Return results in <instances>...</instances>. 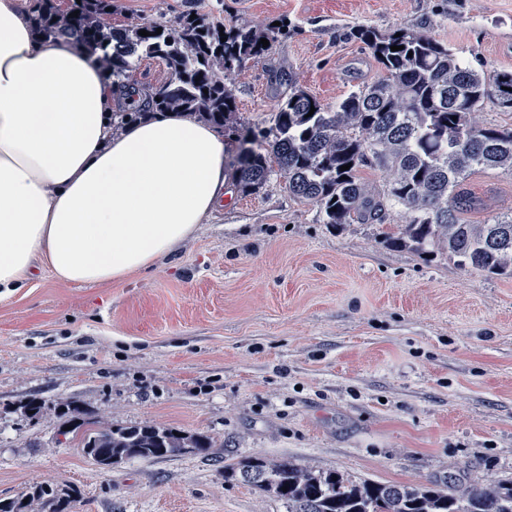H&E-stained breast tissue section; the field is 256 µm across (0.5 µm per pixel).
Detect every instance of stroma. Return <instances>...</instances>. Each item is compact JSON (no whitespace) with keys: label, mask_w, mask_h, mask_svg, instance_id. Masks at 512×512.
<instances>
[{"label":"stroma","mask_w":512,"mask_h":512,"mask_svg":"<svg viewBox=\"0 0 512 512\" xmlns=\"http://www.w3.org/2000/svg\"><path fill=\"white\" fill-rule=\"evenodd\" d=\"M186 14L288 26L224 78L242 134L272 127L292 90L332 108L375 80L358 24L423 30L473 67L512 71V0H112L108 19ZM461 188L463 222L512 214V173L477 170ZM229 195L148 270L81 286L40 266L0 299V500L49 483L75 490L71 512H286L225 479L253 456L413 486L512 478V279L386 246L399 207L385 225L336 228L277 174ZM61 400L115 426L207 434L213 453L101 468L61 434Z\"/></svg>","instance_id":"stroma-1"}]
</instances>
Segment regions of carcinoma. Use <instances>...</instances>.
Instances as JSON below:
<instances>
[{"instance_id":"carcinoma-1","label":"carcinoma","mask_w":512,"mask_h":512,"mask_svg":"<svg viewBox=\"0 0 512 512\" xmlns=\"http://www.w3.org/2000/svg\"><path fill=\"white\" fill-rule=\"evenodd\" d=\"M108 7L110 0H80L73 17L54 0H42L36 31L88 50L118 79L144 59L162 60L169 78L152 96L154 108L181 109L230 132L235 101L224 74L262 53L261 38L284 31L278 27L263 36L238 24L222 32L202 17L188 16L175 27H114L107 22ZM141 30L149 35H139ZM352 36L372 51L380 76L334 109L294 90L280 103L265 140L257 144L247 134L237 135L233 167L241 191L259 189L277 171L290 194L316 204L323 223L337 227L382 224L390 208L400 206L406 224L385 236L388 246L421 255L443 251L462 267L512 279V216L489 224L460 218L473 205L460 190L470 171L512 172V125L481 124L475 117L487 102L512 109V72L467 66L423 31L383 34L358 27ZM348 163L349 169L340 170ZM364 167L389 170L392 180L381 191L371 190L359 177ZM55 410L61 433L78 439L83 453L106 468L135 458L209 455L213 448L202 433L101 423L71 401L59 402ZM224 477L274 494L287 512H512V478L418 487L355 481L290 459L271 463L261 457L225 465ZM72 502L69 488L35 484L19 500L0 501V512H69Z\"/></svg>"}]
</instances>
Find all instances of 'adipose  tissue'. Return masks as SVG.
Segmentation results:
<instances>
[{
    "mask_svg": "<svg viewBox=\"0 0 512 512\" xmlns=\"http://www.w3.org/2000/svg\"><path fill=\"white\" fill-rule=\"evenodd\" d=\"M34 11L0 0V296L38 263L79 285L148 269L225 195L220 129L168 111L113 132L111 79Z\"/></svg>",
    "mask_w": 512,
    "mask_h": 512,
    "instance_id": "obj_1",
    "label": "adipose tissue"
}]
</instances>
